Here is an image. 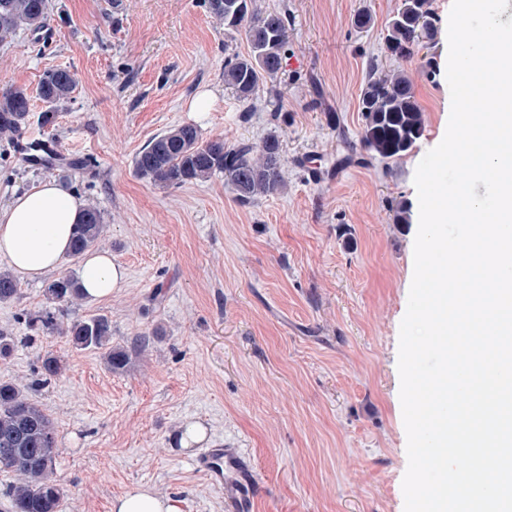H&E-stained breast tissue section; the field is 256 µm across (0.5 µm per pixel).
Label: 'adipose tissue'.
<instances>
[{
	"instance_id": "adipose-tissue-1",
	"label": "adipose tissue",
	"mask_w": 512,
	"mask_h": 512,
	"mask_svg": "<svg viewBox=\"0 0 512 512\" xmlns=\"http://www.w3.org/2000/svg\"><path fill=\"white\" fill-rule=\"evenodd\" d=\"M83 205L51 179L0 206V256L6 257L23 279L38 280L60 268L69 254L72 227ZM82 287L87 296H111L125 282L124 269L106 251L87 254L82 264ZM112 512H182L179 499L160 498L136 487L117 498Z\"/></svg>"
}]
</instances>
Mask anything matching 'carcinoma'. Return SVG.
Segmentation results:
<instances>
[{
  "mask_svg": "<svg viewBox=\"0 0 512 512\" xmlns=\"http://www.w3.org/2000/svg\"><path fill=\"white\" fill-rule=\"evenodd\" d=\"M204 6L212 17L224 22L225 29L245 31L250 52L224 59V85L236 94L242 111L251 112L260 89L276 92L275 81L288 52V12L263 11L255 0H204ZM51 12V0H0V42L8 41L20 30L33 35L48 30ZM434 22L431 0H402L384 39L385 56L394 60L410 58L415 49L433 39ZM76 86L70 70L55 68L43 74L33 93L19 86L1 87L0 139L14 144V138L29 122L34 97L48 105L43 123L55 125L57 107L70 101ZM359 112L363 120V160L396 162L423 135L425 112L403 69L384 71L374 67L361 90ZM133 169L139 178L166 187L206 182L222 175L243 204L281 193L286 187L277 138L269 137L260 145L228 144L222 137L203 139L198 126L190 123L154 137L135 156ZM105 231L101 210L93 203L86 206L81 221L73 227L70 256L79 258L91 251ZM18 294L13 273L0 270V303L12 301ZM45 294L49 306L28 313L29 326L63 336L75 349L101 353L113 373L125 371L132 358L141 355L151 342L146 335L123 345L112 342V319L104 314L61 320L63 310L83 299L76 275L51 281ZM63 370L59 359L46 357L41 377L33 385L44 386ZM59 451L57 428L50 414L21 386L1 381L0 471L15 477L0 493L8 503L6 512H64V491L54 477Z\"/></svg>",
  "mask_w": 512,
  "mask_h": 512,
  "instance_id": "obj_1",
  "label": "carcinoma"
}]
</instances>
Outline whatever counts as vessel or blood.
Wrapping results in <instances>:
<instances>
[{
  "label": "vessel or blood",
  "mask_w": 512,
  "mask_h": 512,
  "mask_svg": "<svg viewBox=\"0 0 512 512\" xmlns=\"http://www.w3.org/2000/svg\"><path fill=\"white\" fill-rule=\"evenodd\" d=\"M193 465L223 489L231 512H251L257 481L239 449L225 447L220 441L212 443L198 453Z\"/></svg>",
  "instance_id": "obj_1"
}]
</instances>
